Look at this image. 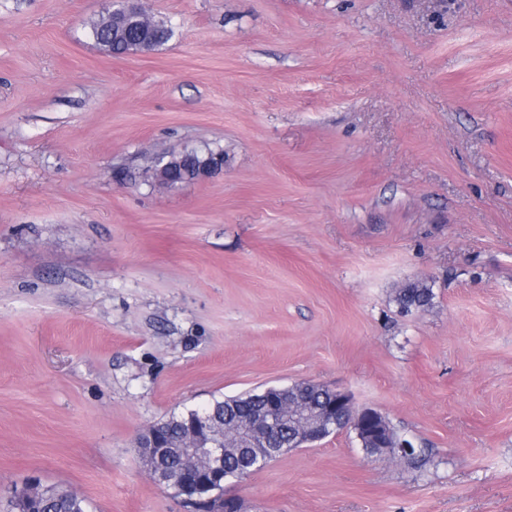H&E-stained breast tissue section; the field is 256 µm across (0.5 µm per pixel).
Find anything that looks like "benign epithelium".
I'll use <instances>...</instances> for the list:
<instances>
[{
	"label": "benign epithelium",
	"instance_id": "benign-epithelium-1",
	"mask_svg": "<svg viewBox=\"0 0 512 512\" xmlns=\"http://www.w3.org/2000/svg\"><path fill=\"white\" fill-rule=\"evenodd\" d=\"M106 23L119 19L139 26L153 24V19L139 6V0H111ZM175 159L157 158L158 174L170 173L172 185L182 184L207 176L222 165L220 157L206 159L199 164L183 163L180 170L172 169ZM328 408L310 411L296 402H285L280 414L292 423L298 436L295 447L318 441L337 428L351 427L356 431L364 451L370 457L397 455L402 458L416 456L414 444L406 438L393 439L386 428V418L370 408L356 409L350 397L331 391ZM278 416L268 420L235 427L220 422L211 415L190 420L182 431V440L175 446L162 439L160 429L149 426L138 435V448L143 466L160 487L175 481L173 496L180 499L189 512H215L213 504L224 512H238L235 501L224 498V480L231 474L224 468V460L231 448H255L258 442L278 434Z\"/></svg>",
	"mask_w": 512,
	"mask_h": 512
}]
</instances>
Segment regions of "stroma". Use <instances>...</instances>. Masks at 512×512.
Segmentation results:
<instances>
[{"instance_id":"35a3bbf8","label":"stroma","mask_w":512,"mask_h":512,"mask_svg":"<svg viewBox=\"0 0 512 512\" xmlns=\"http://www.w3.org/2000/svg\"><path fill=\"white\" fill-rule=\"evenodd\" d=\"M143 6L171 38L111 55L106 0H0V512L31 476L187 512L138 433L299 381L428 461L346 428L242 512H512V0ZM191 150L222 169L154 176ZM177 161V159H173L169 157L167 161H165V156L160 155L157 158L156 165L159 166L157 169L158 174L162 180H164V176L167 170L170 171L169 182L171 185L182 184L190 181H194L200 179L202 177L207 176L212 171L218 169L222 165V161L220 157L216 156L215 160L212 158H208L202 161L199 164L189 165L185 162L183 157L182 167H180V171L174 170L171 166ZM435 293L431 285L426 282L416 281L400 288L395 297L399 308L405 312L412 310H424L433 305Z\"/></svg>"}]
</instances>
